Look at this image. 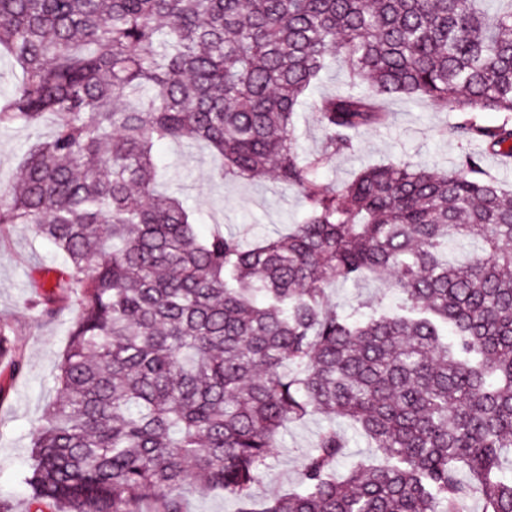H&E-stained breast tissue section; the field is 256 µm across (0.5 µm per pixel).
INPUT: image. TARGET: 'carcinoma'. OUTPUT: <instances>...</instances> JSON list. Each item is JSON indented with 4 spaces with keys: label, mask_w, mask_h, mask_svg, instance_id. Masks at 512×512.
Here are the masks:
<instances>
[{
    "label": "carcinoma",
    "mask_w": 512,
    "mask_h": 512,
    "mask_svg": "<svg viewBox=\"0 0 512 512\" xmlns=\"http://www.w3.org/2000/svg\"><path fill=\"white\" fill-rule=\"evenodd\" d=\"M1 54L20 73L0 127L52 131L0 182V234L26 224L62 257L35 270L37 314L75 308L31 512H182L188 480L237 512H466L472 484L512 512V192L470 152L317 176L382 99L461 112L459 139L512 154V0H0ZM333 62L351 90L314 103L326 142L304 157L295 118ZM160 142L206 144L222 179L271 175L304 216L255 244L199 235L161 190ZM366 277L401 304L329 305L326 283ZM0 361L24 370L2 327ZM313 413L386 462L336 479L328 426L302 486L256 500L281 430Z\"/></svg>",
    "instance_id": "obj_1"
}]
</instances>
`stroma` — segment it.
<instances>
[{
	"label": "stroma",
	"instance_id": "1",
	"mask_svg": "<svg viewBox=\"0 0 512 512\" xmlns=\"http://www.w3.org/2000/svg\"><path fill=\"white\" fill-rule=\"evenodd\" d=\"M386 125L354 135L350 150L336 154L319 170L320 177L337 185L350 181L362 169L396 160L425 163L442 171L450 168L467 148L453 133L456 112H439L420 101H384ZM51 132L50 125L36 129L0 128V180L9 181L30 147ZM158 156L168 167L166 187L184 205L196 211L203 227L223 224L225 231L250 238L287 233L305 212L303 198L270 182L220 180L209 150L174 143L159 145ZM52 247L26 225L0 235V326H7L20 349L25 369L0 391V500L13 512H27L28 504L19 475L27 466L32 433L55 394V375L73 317L63 308L52 318L38 317L29 306L31 273L37 266H52ZM332 305L350 312L389 304L383 282L328 284ZM326 420L316 414L286 426L281 446L268 461L263 478L253 488L255 498L296 488L302 482L301 454L314 443ZM185 512H236L235 502L218 489L204 490L189 482L176 488Z\"/></svg>",
	"mask_w": 512,
	"mask_h": 512
}]
</instances>
